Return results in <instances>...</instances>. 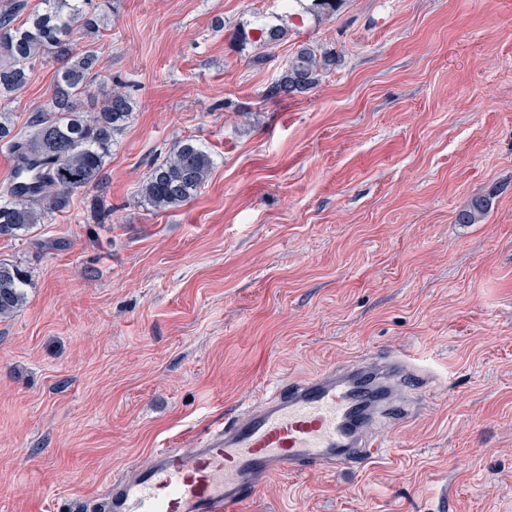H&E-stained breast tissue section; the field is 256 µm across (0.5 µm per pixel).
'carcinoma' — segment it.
Here are the masks:
<instances>
[{"mask_svg":"<svg viewBox=\"0 0 512 512\" xmlns=\"http://www.w3.org/2000/svg\"><path fill=\"white\" fill-rule=\"evenodd\" d=\"M275 12L255 13L235 38L243 44L274 49L288 35V21L309 17L315 22L333 15L344 0H278ZM43 9L18 25L27 0H13L0 12V98L23 88L33 66L46 58L58 64L51 102L15 129L10 113L0 112V142L13 155V171L0 187V239H15L34 225L65 210L79 190L97 186L116 135L133 111L120 83L98 111L81 110L79 97L89 88L98 56L92 47L78 51L74 35L91 36L98 22L92 0H41ZM336 58L316 43L303 42L266 88L271 98L288 97L314 88ZM213 168L210 153L192 139L177 142L153 164L139 193L157 211L178 208L197 196ZM486 211L480 199L457 216L474 224ZM29 271L0 262V318L12 316L25 302Z\"/></svg>","mask_w":512,"mask_h":512,"instance_id":"carcinoma-1","label":"carcinoma"}]
</instances>
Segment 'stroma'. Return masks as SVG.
<instances>
[{
	"instance_id": "stroma-1",
	"label": "stroma",
	"mask_w": 512,
	"mask_h": 512,
	"mask_svg": "<svg viewBox=\"0 0 512 512\" xmlns=\"http://www.w3.org/2000/svg\"><path fill=\"white\" fill-rule=\"evenodd\" d=\"M112 3L74 41L100 57L85 109L117 83L133 100L103 184L0 239L32 273L0 320V512H95L281 377L402 350L437 394L384 457L273 478L245 512H512V0H343L265 63L235 32L274 0ZM308 39L335 67L268 97ZM57 69L0 108L24 124ZM186 138L212 174L154 210L139 187Z\"/></svg>"
}]
</instances>
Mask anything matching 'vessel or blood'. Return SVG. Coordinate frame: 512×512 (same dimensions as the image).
I'll use <instances>...</instances> for the list:
<instances>
[{"mask_svg":"<svg viewBox=\"0 0 512 512\" xmlns=\"http://www.w3.org/2000/svg\"><path fill=\"white\" fill-rule=\"evenodd\" d=\"M434 392L405 351L283 378L258 407L115 477L100 512H242L273 477L364 467L386 446L381 424L409 419Z\"/></svg>","mask_w":512,"mask_h":512,"instance_id":"obj_1","label":"vessel or blood"}]
</instances>
